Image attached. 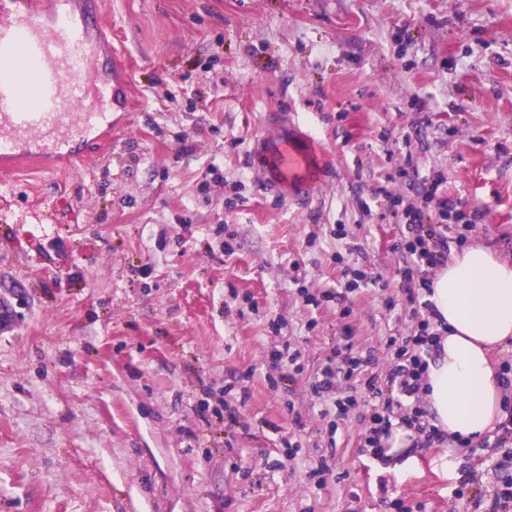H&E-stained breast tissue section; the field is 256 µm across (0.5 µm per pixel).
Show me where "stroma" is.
Returning a JSON list of instances; mask_svg holds the SVG:
<instances>
[{"label":"stroma","mask_w":512,"mask_h":512,"mask_svg":"<svg viewBox=\"0 0 512 512\" xmlns=\"http://www.w3.org/2000/svg\"><path fill=\"white\" fill-rule=\"evenodd\" d=\"M99 20L111 143L0 183V512H492L512 443L410 446L401 479L363 445L360 383L341 421L312 384L343 330L382 374L430 315L396 245L440 201L407 155L512 264V0H105ZM274 116L325 155L308 205L255 177ZM354 247L381 280L350 293Z\"/></svg>","instance_id":"1"}]
</instances>
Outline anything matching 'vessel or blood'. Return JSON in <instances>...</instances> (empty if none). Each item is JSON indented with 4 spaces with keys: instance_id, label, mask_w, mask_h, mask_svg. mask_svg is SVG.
I'll return each mask as SVG.
<instances>
[{
    "instance_id": "1",
    "label": "vessel or blood",
    "mask_w": 512,
    "mask_h": 512,
    "mask_svg": "<svg viewBox=\"0 0 512 512\" xmlns=\"http://www.w3.org/2000/svg\"><path fill=\"white\" fill-rule=\"evenodd\" d=\"M100 0H0V171L25 160L72 163L75 143L112 133V34ZM255 172L275 194L309 201L324 158L301 125L274 121L254 147Z\"/></svg>"
}]
</instances>
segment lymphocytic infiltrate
<instances>
[{"label":"lymphocytic infiltrate","mask_w":512,"mask_h":512,"mask_svg":"<svg viewBox=\"0 0 512 512\" xmlns=\"http://www.w3.org/2000/svg\"><path fill=\"white\" fill-rule=\"evenodd\" d=\"M407 222L399 243L407 253L402 274L410 287L408 304L419 303L431 290L430 269L442 263L449 243H464L466 237L457 225L448 223L447 210H440L438 222L427 221L423 211L407 209ZM420 332L401 340L392 338L386 343L389 365L386 375L366 373L367 365L375 360L373 350L355 349L350 336H341L336 357L321 369L313 385L314 392L327 398L337 417L343 418L357 404L356 399L343 396L342 387L352 379H360L373 404L364 419L365 440L369 448H385L394 423L410 430L414 443H441L445 437L435 426L426 425L423 406L425 379L431 349L436 337L430 333L428 320L419 323ZM389 384L391 396H384L382 384Z\"/></svg>","instance_id":"f902f5d3"}]
</instances>
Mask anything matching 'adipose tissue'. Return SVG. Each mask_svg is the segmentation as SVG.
<instances>
[{"mask_svg":"<svg viewBox=\"0 0 512 512\" xmlns=\"http://www.w3.org/2000/svg\"><path fill=\"white\" fill-rule=\"evenodd\" d=\"M427 299L447 328L425 381L429 421L450 440H479L505 417L492 355L512 339V265L469 245L436 269Z\"/></svg>","mask_w":512,"mask_h":512,"instance_id":"obj_1","label":"adipose tissue"}]
</instances>
